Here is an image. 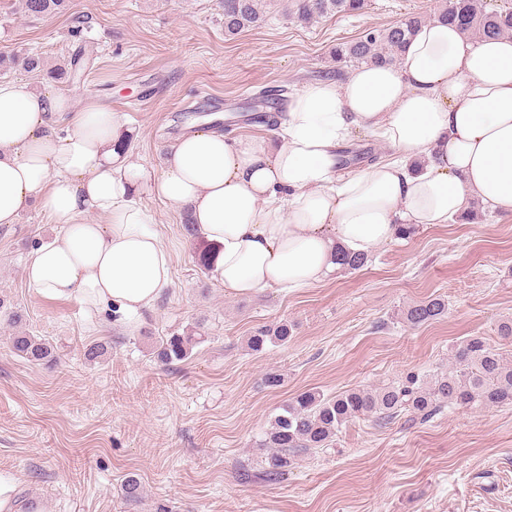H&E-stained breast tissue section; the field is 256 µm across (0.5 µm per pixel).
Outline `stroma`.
Returning a JSON list of instances; mask_svg holds the SVG:
<instances>
[{
    "label": "stroma",
    "instance_id": "1",
    "mask_svg": "<svg viewBox=\"0 0 512 512\" xmlns=\"http://www.w3.org/2000/svg\"><path fill=\"white\" fill-rule=\"evenodd\" d=\"M445 0H367L357 15L310 24L273 0L265 21L228 38L217 0H70L49 19L17 14L0 0V53L37 54L48 64L81 54V82L65 85L22 67L0 82L25 81L82 104L95 97L125 116L134 162L158 166L165 144L221 107L224 134L270 135L244 112L263 89L298 92L334 67L336 45L417 13L431 18ZM89 24L71 33L75 18ZM347 170L390 157L389 145L357 132L344 144ZM173 253L172 283L154 308L128 324L111 308L94 312L72 298L30 288L24 261L57 228L37 208L0 227V309L48 340L58 359L16 356L14 329L0 318V512H25L39 495L46 512H512V409H443L423 421L349 423L328 447L299 454L286 476L263 475L256 442L288 399L317 389L398 382L446 367L451 348L482 336L512 362V214L476 203L471 223L435 224L375 247L356 271L312 287L226 295L198 266L203 238L183 230L184 209L143 197ZM430 298L447 314L414 328L404 307ZM288 323L293 339L250 351L254 332ZM192 330L203 341L165 368L159 337ZM103 342L105 356L86 348ZM283 376L278 388L264 376ZM142 484L126 500V474Z\"/></svg>",
    "mask_w": 512,
    "mask_h": 512
}]
</instances>
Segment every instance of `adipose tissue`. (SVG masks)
<instances>
[{"label":"adipose tissue","mask_w":512,"mask_h":512,"mask_svg":"<svg viewBox=\"0 0 512 512\" xmlns=\"http://www.w3.org/2000/svg\"><path fill=\"white\" fill-rule=\"evenodd\" d=\"M358 130L393 154L340 173L337 149ZM131 134L101 101L0 84V226L34 206L59 228L28 255L29 287L122 320L153 308L171 255L146 195L188 206L226 294L312 288L343 254L448 223L472 200L512 213V38L431 20L395 63L305 84L274 141L199 128L146 167L131 159Z\"/></svg>","instance_id":"adipose-tissue-1"}]
</instances>
